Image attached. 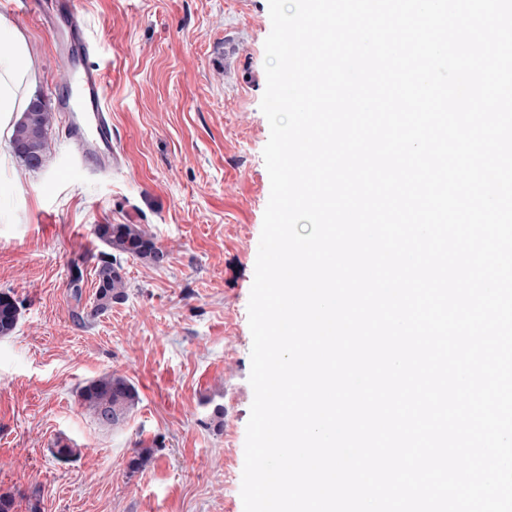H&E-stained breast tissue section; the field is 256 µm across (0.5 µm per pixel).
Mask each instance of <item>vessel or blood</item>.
I'll use <instances>...</instances> for the list:
<instances>
[{"mask_svg": "<svg viewBox=\"0 0 512 512\" xmlns=\"http://www.w3.org/2000/svg\"><path fill=\"white\" fill-rule=\"evenodd\" d=\"M45 21L59 39L58 56L66 77L58 90L59 108L79 157L81 170L99 171L118 165L112 114L105 100V76L91 62L93 42L76 0H57Z\"/></svg>", "mask_w": 512, "mask_h": 512, "instance_id": "b4317fda", "label": "vessel or blood"}]
</instances>
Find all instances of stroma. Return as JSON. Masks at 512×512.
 I'll return each mask as SVG.
<instances>
[{
	"instance_id": "35a3bbf8",
	"label": "stroma",
	"mask_w": 512,
	"mask_h": 512,
	"mask_svg": "<svg viewBox=\"0 0 512 512\" xmlns=\"http://www.w3.org/2000/svg\"><path fill=\"white\" fill-rule=\"evenodd\" d=\"M121 156L70 178L55 121L42 169L0 160V293L19 306L0 336V490L13 512H244L252 336L248 302L270 180L268 0H81ZM0 17L27 40L33 95L56 105L63 72L34 15ZM99 224H139L166 254L121 263L127 299L84 323L105 246ZM118 373L141 402L119 427L79 403ZM224 407L214 428L210 408ZM79 450L63 462L56 440ZM150 463L130 472L136 443Z\"/></svg>"
}]
</instances>
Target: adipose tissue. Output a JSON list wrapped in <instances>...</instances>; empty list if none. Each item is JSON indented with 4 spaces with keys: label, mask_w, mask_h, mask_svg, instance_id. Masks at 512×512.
Wrapping results in <instances>:
<instances>
[{
    "label": "adipose tissue",
    "mask_w": 512,
    "mask_h": 512,
    "mask_svg": "<svg viewBox=\"0 0 512 512\" xmlns=\"http://www.w3.org/2000/svg\"><path fill=\"white\" fill-rule=\"evenodd\" d=\"M0 42L10 45L0 54V138L10 135L14 123L25 111L34 85L35 71L25 37L0 22Z\"/></svg>",
    "instance_id": "obj_1"
}]
</instances>
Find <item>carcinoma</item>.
Listing matches in <instances>:
<instances>
[{
	"mask_svg": "<svg viewBox=\"0 0 512 512\" xmlns=\"http://www.w3.org/2000/svg\"><path fill=\"white\" fill-rule=\"evenodd\" d=\"M54 112L45 100L37 96L29 102L23 118L15 124L11 135L14 155L30 170L43 167L51 142L49 132ZM96 237L109 250L97 270V290L90 309L82 320H93L126 298L127 281L118 258L124 255L138 257L152 264H160L164 253L139 224H98ZM18 307L6 294H0V335H9L18 321ZM78 400L96 420L116 427L126 421L138 406L140 395L136 386L124 375L107 373L88 381L78 391ZM154 449L136 448L129 462L131 470L144 468L152 459Z\"/></svg>",
	"mask_w": 512,
	"mask_h": 512,
	"instance_id": "obj_1",
	"label": "carcinoma"
}]
</instances>
